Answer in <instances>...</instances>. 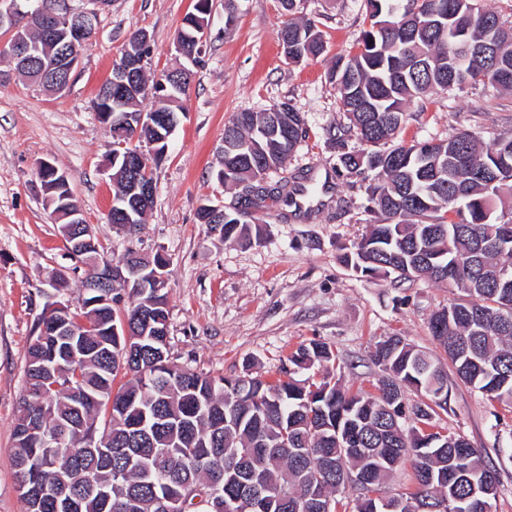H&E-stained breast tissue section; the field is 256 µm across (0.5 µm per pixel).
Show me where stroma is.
<instances>
[{"instance_id":"obj_1","label":"stroma","mask_w":512,"mask_h":512,"mask_svg":"<svg viewBox=\"0 0 512 512\" xmlns=\"http://www.w3.org/2000/svg\"><path fill=\"white\" fill-rule=\"evenodd\" d=\"M195 0H111L79 54L65 93L51 95L19 76L0 56V512H24L14 467L13 427L24 389V360L39 319L54 299L79 307L84 267L51 218L37 177L40 161L64 171L84 219L105 256L133 249L169 261L165 288L172 357L216 377L244 372L277 376L291 352L312 339L336 355L346 386L373 391L382 373L375 344L398 335L440 356L429 328L434 312L456 298L424 279L366 278L346 267L352 249L381 213L365 211V184L336 171L349 121L328 73L337 55L356 51L365 27L364 0H297L299 15L317 21L323 56L288 60L278 41V0H211L208 33L184 101L186 110L153 171L151 210L135 231L109 223L113 186L105 168L111 138L94 110L131 35L148 32L154 74L180 64L174 38ZM278 102L305 117L306 136L286 173L312 169L331 188L318 212L282 221V206L254 211L260 237L242 246L207 232L204 203L228 204L237 188L214 172L224 125L238 112ZM469 131L483 144L512 136V91L492 86L464 93L434 91L416 100L398 139L411 144ZM60 276L65 286L52 288ZM450 402L432 423L479 448L498 474L494 512H512V408L449 378Z\"/></svg>"}]
</instances>
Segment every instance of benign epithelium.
I'll use <instances>...</instances> for the list:
<instances>
[{
  "label": "benign epithelium",
  "mask_w": 512,
  "mask_h": 512,
  "mask_svg": "<svg viewBox=\"0 0 512 512\" xmlns=\"http://www.w3.org/2000/svg\"><path fill=\"white\" fill-rule=\"evenodd\" d=\"M91 9H76L71 0H55L53 3H38L32 5L28 0H0V29L11 36L9 47H1L0 51L8 53L17 62V70L23 71L33 65L38 44L27 38L32 23L40 25L46 36L55 40L62 39L66 44L76 46L85 43L95 32L98 15L108 0H90ZM149 57H125L113 67L112 78L108 83V90L121 94H151L157 90L167 88V83L176 84L182 81L188 69L183 67L163 73V79L155 87L144 85L138 81L140 67L146 65ZM79 56L63 53L54 64V75H44V81L49 83L53 92L63 93L70 84L71 74L77 67ZM179 122V116L170 112H159L148 119V124L157 133H172ZM157 149L150 153L137 151L125 155L126 166L133 171H143L153 167V159L158 157ZM122 198L125 207L114 212V221L128 228H133L134 216L140 211L149 208L154 200V182L149 178L135 176L124 189ZM60 206L67 209V214L60 215V219H71V225L66 233L72 240L71 251L74 254L85 252V246L94 243V233L91 225L83 218L82 211L75 202H61ZM140 255L136 252L124 254L120 258L108 263L101 276L89 279L84 283V291L96 292L103 283L129 285L139 280L143 268L137 264Z\"/></svg>",
  "instance_id": "obj_1"
}]
</instances>
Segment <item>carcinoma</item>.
Here are the masks:
<instances>
[{
    "mask_svg": "<svg viewBox=\"0 0 512 512\" xmlns=\"http://www.w3.org/2000/svg\"><path fill=\"white\" fill-rule=\"evenodd\" d=\"M279 2L288 3L278 30L288 34V59L323 55L316 21L295 18L297 0ZM209 12V0H196L178 31L189 55L200 53L199 23ZM436 12L446 16L442 29L426 26ZM366 20L357 51L337 57L330 73L347 132L365 145L341 153L338 165L368 182L366 209L386 222L371 225L342 262L367 277L457 289L461 297L432 314V336L461 382L512 408V288L503 287L512 281V136L485 147L465 131L423 141L444 166L421 175L413 146L394 143L409 105L430 91L512 90V67L492 71L483 55L493 39L512 61V25L480 0H366ZM190 81L188 74L161 91L154 111H184ZM142 99L114 102L112 112L137 115ZM280 106L276 132L266 111L239 112L224 127L238 152L224 153L215 178L247 192L223 206L224 217L202 207L198 217L226 241L251 243L250 210L306 191L308 176L292 188L264 186L305 137L302 113ZM115 136L136 152L132 141L149 144L157 132L129 126ZM106 288L110 305L41 317L27 351L13 431L25 512H66L54 501L68 498L72 512H220L213 501L186 502L183 489L216 485L234 500L251 482L268 488L261 512H339L351 504L373 512L368 493L382 490L408 448L417 489L405 501L457 499L463 512H493L497 476L472 487L488 474L479 449L428 432L430 404L405 408V387L448 404V373L402 337L375 346L373 361L387 377L374 395L345 388L320 340L293 352L275 380L249 373L217 380L170 356L165 294L149 277L126 293ZM124 323L132 335L111 332ZM360 472L368 488L352 500L346 479Z\"/></svg>",
    "mask_w": 512,
    "mask_h": 512,
    "instance_id": "obj_1",
    "label": "carcinoma"
}]
</instances>
